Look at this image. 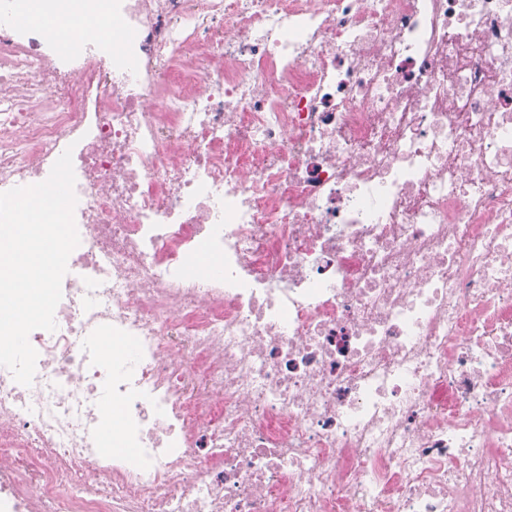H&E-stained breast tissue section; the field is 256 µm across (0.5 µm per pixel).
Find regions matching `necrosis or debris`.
Instances as JSON below:
<instances>
[{"instance_id": "necrosis-or-debris-1", "label": "necrosis or debris", "mask_w": 512, "mask_h": 512, "mask_svg": "<svg viewBox=\"0 0 512 512\" xmlns=\"http://www.w3.org/2000/svg\"><path fill=\"white\" fill-rule=\"evenodd\" d=\"M67 150L0 512H512V0H0V191Z\"/></svg>"}]
</instances>
